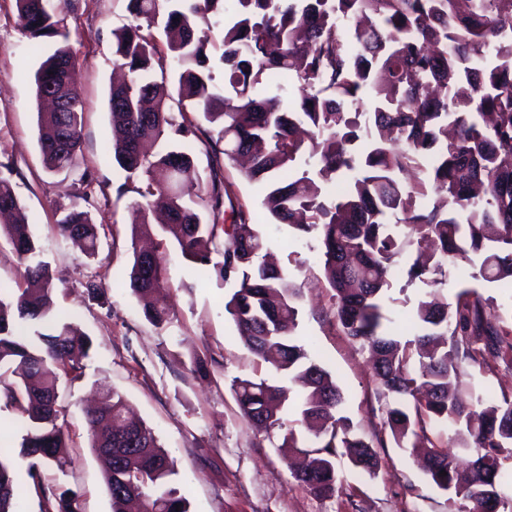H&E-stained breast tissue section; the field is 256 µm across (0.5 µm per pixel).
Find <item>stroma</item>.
Masks as SVG:
<instances>
[{
	"instance_id": "35a3bbf8",
	"label": "stroma",
	"mask_w": 512,
	"mask_h": 512,
	"mask_svg": "<svg viewBox=\"0 0 512 512\" xmlns=\"http://www.w3.org/2000/svg\"><path fill=\"white\" fill-rule=\"evenodd\" d=\"M127 0H56L69 31L76 59L75 90L86 103L83 143L70 172L47 171L38 145L34 74L48 46H35L21 31L15 0H0V178L25 208L55 284L54 309L75 314L78 327L92 340L90 356L78 379L59 383L58 405L66 422L72 465L67 474L49 468V483L79 488L81 512H111L104 467L89 448L85 410L98 387L121 394L134 415L151 428L177 471L174 486L190 512H448V496L415 459L394 444L379 449L375 475L354 472L347 459L336 465L346 477L342 492L320 498L292 478L279 448L280 431L264 433L244 419L230 390L234 378H273L270 365L243 345L224 303L234 286L199 276L196 264L167 248L171 287L166 301L173 310L167 325L149 323L127 284L131 223L136 193L120 192L126 174L107 146L112 138L107 98L112 80L115 29L130 24ZM94 179L90 188L92 219L101 247L84 256L55 231L58 205L79 191L81 173ZM221 176L233 185L237 202L251 208L268 249L301 290L298 334L320 359L344 395L343 415L368 442L382 432L368 353L346 336L334 316L332 292L318 259L316 234L300 235L272 223L261 206L259 186L248 183L240 168L223 162ZM477 266L456 259L446 295L459 286L476 288L499 312L512 315V288L477 279ZM102 282L105 297L89 299L88 281ZM421 285L396 270L388 314L403 339H412L410 318ZM206 361L209 373L192 371L193 358ZM464 387L512 394V366L490 361L486 370L462 367Z\"/></svg>"
}]
</instances>
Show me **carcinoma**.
Wrapping results in <instances>:
<instances>
[{
  "instance_id": "obj_1",
  "label": "carcinoma",
  "mask_w": 512,
  "mask_h": 512,
  "mask_svg": "<svg viewBox=\"0 0 512 512\" xmlns=\"http://www.w3.org/2000/svg\"><path fill=\"white\" fill-rule=\"evenodd\" d=\"M236 2L224 25L222 95L210 88L209 38L196 19L224 14V0H127L133 22L113 31V63L128 78L110 87L108 150L126 173L121 189L139 196L132 236L151 231L153 199H163L164 238L202 272L212 268L237 285L224 311L246 349L277 375L232 380L241 415L282 431L283 448L298 447L283 408L298 423H319L312 440L319 457L291 472L295 480L332 498L344 486L336 458L376 473L374 447L340 414L341 388L297 336L299 289L265 260L259 224L250 208L234 204L217 174L221 163L204 180L178 143L197 129L187 111L201 114L217 127L225 160L247 159L243 175L264 188L270 218L318 233L336 321L372 355L384 429L396 446L423 453L426 474L449 504L512 512L504 470L512 460V396L464 399L452 390L462 363L481 369L488 355L512 360V329L476 289L461 287L451 301L442 292L446 260L471 254L480 260L478 277L512 284V0ZM15 3L24 35L53 46L35 73L36 96L56 87L75 100L71 112L38 114L45 168L69 170L81 150L86 105L72 92L68 31L55 0ZM274 70L293 75L287 101L266 81ZM168 73L177 83L176 113L157 96L155 76ZM338 178L344 189L329 200L326 186ZM87 205L76 195L55 228L92 256L99 232ZM2 237L24 271L23 286L0 288V401L20 414L19 456L40 512H80V491L45 483L43 471L64 475L70 465L58 384L82 373L91 342L55 317V284L28 215L0 187ZM424 242L434 251L404 266L423 291L417 333L403 343L385 325L386 294L392 268ZM214 253L222 262L212 263ZM128 280L146 320L170 323V308L153 300L170 287L162 253L132 247ZM86 424L91 450L108 462L112 512H126L134 495L146 512H189L170 487L168 453L150 428L127 418L121 395L102 389ZM16 497L15 473L0 459V512H18Z\"/></svg>"
}]
</instances>
